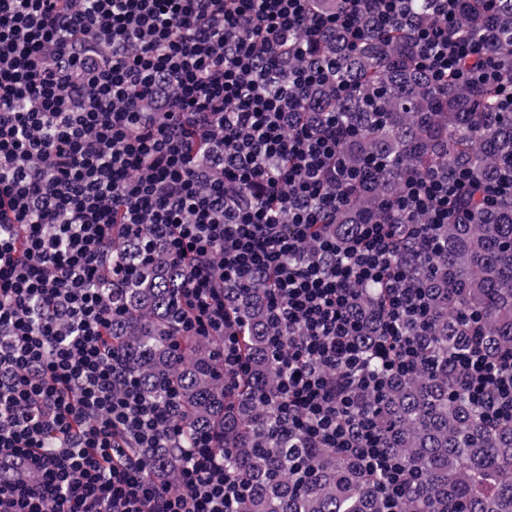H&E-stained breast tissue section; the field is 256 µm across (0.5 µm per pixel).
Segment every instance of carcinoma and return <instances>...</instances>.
Segmentation results:
<instances>
[{
    "mask_svg": "<svg viewBox=\"0 0 512 512\" xmlns=\"http://www.w3.org/2000/svg\"><path fill=\"white\" fill-rule=\"evenodd\" d=\"M411 20H432L428 0H412ZM497 29L495 57L512 81V0H462L456 29L477 36ZM359 38L328 36L314 56L336 67V83L307 93L308 112H334L348 126L343 167L358 173L347 205L336 211V238L352 225L388 217L387 206L409 174L463 166L485 187L512 171V107L497 86L438 85L419 65L411 26L381 23L371 12L357 20ZM399 264L427 297V308L406 330L421 349L413 373L396 374L377 396L356 393L359 408L376 416L385 449L420 476L405 491L403 512H512V422L493 424L466 392L453 362L477 340L495 357L512 349V196L468 198L458 222L437 231L431 252L404 234ZM184 264L161 250L127 283L112 284L126 313L112 323V344L142 388L156 400L169 382L179 392L188 435L208 432L224 443V466L249 491L237 512H384L379 480L336 451L305 448L277 413L278 368L266 350L275 334L265 321L268 290L256 281L230 303L245 335L240 348L250 374L231 388L205 338L176 335L182 304L177 288ZM381 289L356 293L365 315L361 339L379 335ZM155 468L176 481L183 460L175 448H145Z\"/></svg>",
    "mask_w": 512,
    "mask_h": 512,
    "instance_id": "carcinoma-1",
    "label": "carcinoma"
}]
</instances>
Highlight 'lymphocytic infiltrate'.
<instances>
[{"instance_id": "obj_1", "label": "lymphocytic infiltrate", "mask_w": 512, "mask_h": 512, "mask_svg": "<svg viewBox=\"0 0 512 512\" xmlns=\"http://www.w3.org/2000/svg\"><path fill=\"white\" fill-rule=\"evenodd\" d=\"M316 2L0 0V455L32 460L0 485V512H236L246 482L224 449L208 435L180 443L176 393L149 399L108 340L119 307L104 288L125 279L133 259L118 245L132 236L186 264L182 333L217 338L234 379L245 363L225 289L269 281L283 427L356 458L398 512L401 461L352 393L413 367L404 322L424 296L398 267L401 225L333 240L348 200L342 135L304 94L333 76L306 57L328 31L365 10L406 20L410 7ZM429 8L415 34L433 80L502 84L497 35H458L459 0ZM476 187L462 167L415 174L390 207L425 239ZM368 284L384 294L371 348L349 302ZM460 363L487 417L511 419L512 353ZM171 445L184 458L174 484L143 454Z\"/></svg>"}]
</instances>
